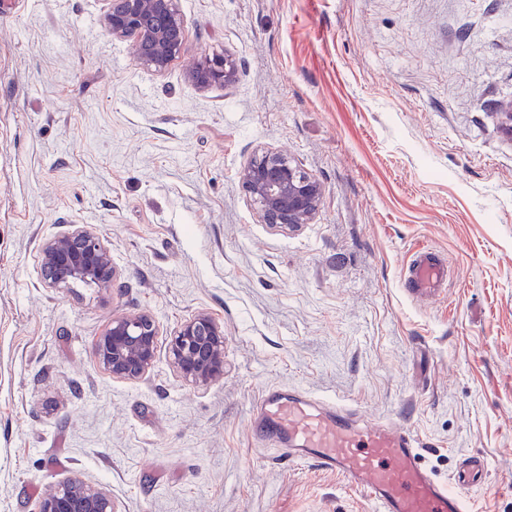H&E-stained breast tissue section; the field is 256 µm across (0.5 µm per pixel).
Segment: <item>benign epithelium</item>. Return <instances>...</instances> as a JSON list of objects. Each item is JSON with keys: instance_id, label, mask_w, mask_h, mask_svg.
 <instances>
[{"instance_id": "obj_1", "label": "benign epithelium", "mask_w": 512, "mask_h": 512, "mask_svg": "<svg viewBox=\"0 0 512 512\" xmlns=\"http://www.w3.org/2000/svg\"><path fill=\"white\" fill-rule=\"evenodd\" d=\"M103 25L112 39L126 41L138 62L165 72L184 46V17L178 0H106ZM200 88L234 86L240 66L229 54L206 56L189 72ZM238 183L256 205L260 222L294 230L313 221L323 205L326 188L288 155L258 150L238 171ZM40 271L48 288L72 282L112 288L117 271L109 247L94 232L75 227L47 240ZM159 326L146 314L112 318L95 344L99 366L114 379L136 380L154 366ZM167 353L176 373L192 385L224 377V326L200 311L168 338ZM38 512H119L111 494L78 476L57 483L43 495Z\"/></svg>"}]
</instances>
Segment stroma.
<instances>
[{"instance_id":"35a3bbf8","label":"stroma","mask_w":512,"mask_h":512,"mask_svg":"<svg viewBox=\"0 0 512 512\" xmlns=\"http://www.w3.org/2000/svg\"><path fill=\"white\" fill-rule=\"evenodd\" d=\"M165 72L112 39L105 0H0V512L78 475L120 512H367L339 477L260 446L250 405L298 387L407 429L480 512H512V0H179ZM228 52L235 87L188 77ZM283 151L326 187L312 223H260L236 175ZM80 225L111 291L45 287ZM423 246L435 302L402 292ZM224 325V377L100 370L112 317ZM447 278L448 269L439 252L421 247L405 268L403 286L413 298L437 300L443 295Z\"/></svg>"}]
</instances>
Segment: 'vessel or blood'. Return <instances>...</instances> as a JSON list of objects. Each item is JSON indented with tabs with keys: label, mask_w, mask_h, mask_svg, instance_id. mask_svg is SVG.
Segmentation results:
<instances>
[{
	"label": "vessel or blood",
	"mask_w": 512,
	"mask_h": 512,
	"mask_svg": "<svg viewBox=\"0 0 512 512\" xmlns=\"http://www.w3.org/2000/svg\"><path fill=\"white\" fill-rule=\"evenodd\" d=\"M447 278L439 252L423 247L406 266L403 286L413 298L436 300ZM251 427L263 446L340 477L372 503L374 512H474L465 491L483 478L480 459L465 460L455 486H448L424 465L416 436L385 422L365 421L351 406L271 387L256 399Z\"/></svg>",
	"instance_id": "1"
}]
</instances>
